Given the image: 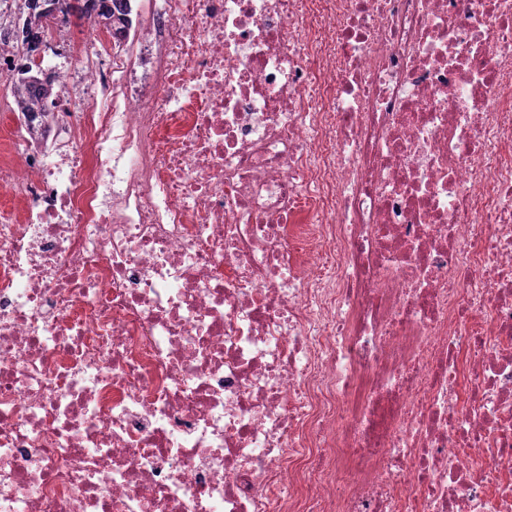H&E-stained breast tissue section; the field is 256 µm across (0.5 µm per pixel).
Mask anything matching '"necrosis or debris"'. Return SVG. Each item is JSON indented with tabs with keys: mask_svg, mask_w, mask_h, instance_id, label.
Wrapping results in <instances>:
<instances>
[{
	"mask_svg": "<svg viewBox=\"0 0 512 512\" xmlns=\"http://www.w3.org/2000/svg\"><path fill=\"white\" fill-rule=\"evenodd\" d=\"M0 158V512H512V0H157Z\"/></svg>",
	"mask_w": 512,
	"mask_h": 512,
	"instance_id": "1",
	"label": "necrosis or debris"
}]
</instances>
